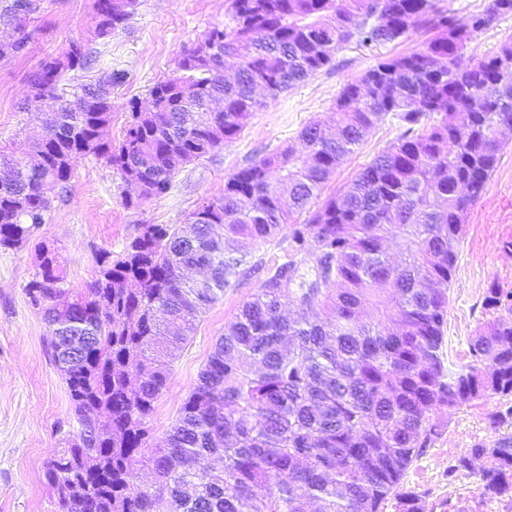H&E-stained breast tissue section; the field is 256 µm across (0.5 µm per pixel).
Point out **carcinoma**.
Instances as JSON below:
<instances>
[{
  "label": "carcinoma",
  "instance_id": "1",
  "mask_svg": "<svg viewBox=\"0 0 512 512\" xmlns=\"http://www.w3.org/2000/svg\"><path fill=\"white\" fill-rule=\"evenodd\" d=\"M136 3L95 0V38L126 30ZM41 4L0 0V25L12 30L0 61L28 54ZM229 13L231 32L215 26L183 55L178 92L166 78L151 87L149 110L131 104L116 148L105 133L112 86L126 73L78 86L85 109L76 112L58 86L94 64L88 44L73 40L40 63L20 110L52 103L53 139L22 159L0 152L1 248L46 223L88 154L120 172L126 206L161 197L267 100L330 67L340 45L371 51L417 29L431 38L344 84L329 115L335 137L313 122L300 133L305 155L288 148L255 160L187 222L141 224L120 255L100 252L89 292L71 295L57 254L40 247L25 292L52 333L74 429L44 466L53 512H427L405 477L442 431L433 412L512 397V293L489 289L485 306L498 316L471 340L466 368L444 351L463 217L512 131V34L464 67L459 58L483 31L478 20L512 16V0H484L466 17L440 0H229ZM217 100L224 111H213ZM387 114L401 122L396 142L293 225L286 260L266 269L147 458L154 482H140L133 464L149 418L199 314L260 270L247 266L246 246L276 238ZM389 234L416 243L397 265L385 255ZM383 288L394 305L362 322ZM286 302L299 307L293 321ZM319 305L325 317L309 321ZM463 471L476 472L482 497L511 495L512 435L448 465L450 477Z\"/></svg>",
  "mask_w": 512,
  "mask_h": 512
}]
</instances>
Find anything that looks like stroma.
<instances>
[{
	"instance_id": "1",
	"label": "stroma",
	"mask_w": 512,
	"mask_h": 512,
	"mask_svg": "<svg viewBox=\"0 0 512 512\" xmlns=\"http://www.w3.org/2000/svg\"><path fill=\"white\" fill-rule=\"evenodd\" d=\"M93 3L44 0L28 55L0 63V149L19 157L41 137L36 114L19 111L18 103L41 60L59 53L70 41H91L97 56L92 68L78 72L79 81L111 70L127 75L112 89L107 138L117 144L131 102L146 101L150 88L171 74L182 54L212 27L233 26L228 0H138L127 30L96 40ZM427 38L425 31L418 30L371 51L353 43L342 45L333 69L310 76L254 112L238 136L187 165L164 196L125 206V185L105 157L78 160L71 193L55 202L47 224L21 247L0 249V512H51L55 495L43 480V468L71 430L66 384L47 351L51 333L25 294L38 270V244L55 249L66 288L87 291L98 275L100 251L122 252L138 225L184 223L219 197L227 177L239 168L278 149L301 150L300 131L326 117L344 84L359 78L377 59L412 52ZM398 134L392 117L378 121L341 162L322 198L336 194ZM259 280L255 273L239 287L226 289L199 318L194 335L177 354L169 385L150 418L153 445H160L170 430L216 339L256 293ZM492 288L512 291V145L505 148L484 195L464 217L448 303L447 349L455 364L469 362L471 338L493 319L484 308ZM503 407V400L493 395L435 413L442 433L413 462L405 478L406 486L425 494L433 512H456L462 506L467 512H512L500 500L482 498L475 475L448 474L452 460L475 442L512 433L510 425L495 429L489 423L490 414Z\"/></svg>"
}]
</instances>
